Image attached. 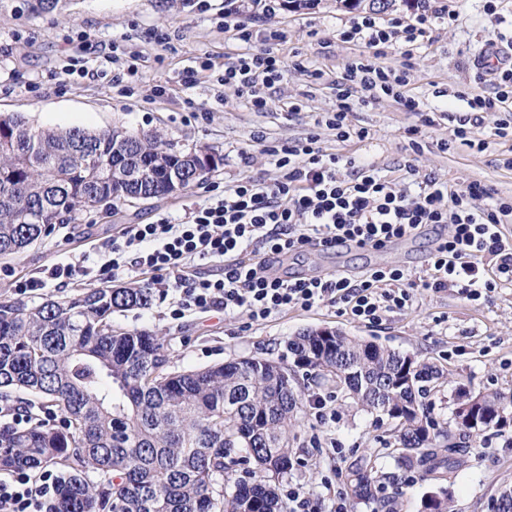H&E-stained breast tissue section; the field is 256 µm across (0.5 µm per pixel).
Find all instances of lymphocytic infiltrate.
<instances>
[{"label":"lymphocytic infiltrate","instance_id":"1","mask_svg":"<svg viewBox=\"0 0 512 512\" xmlns=\"http://www.w3.org/2000/svg\"><path fill=\"white\" fill-rule=\"evenodd\" d=\"M225 15L229 31L250 49L225 63L217 83L235 88L253 111H266L265 88L283 80L288 70L306 71L305 66L298 59H282V33H258L257 18L232 2ZM428 23L423 12L414 24L365 17L341 29L342 41L361 42L366 50L347 62L336 84V107L319 120L337 141L368 139V129L348 122L356 105L387 97L403 111L422 110V101L407 90V68L388 66L385 58L396 48L413 59ZM256 38L261 41L257 48L252 45ZM474 67L492 78L495 92L465 96L466 111L448 116L452 140L435 143L441 152L474 146L473 130L484 113L501 115L494 136L512 127V54L501 49L482 54ZM264 152L278 170L274 182L245 176L221 195L187 205L179 218L127 225L108 246L106 270L116 277L136 270L150 274L151 289L168 301L175 321L218 311L259 322L289 309L330 305L358 322L379 325L388 313L409 306L416 284L435 293L457 288L477 301L500 283L512 282V234L504 230L512 220V199L496 196L486 183L473 180L457 191L429 174L416 189H398L357 157L327 151L316 134L268 143ZM428 226L436 230L434 246L416 281L392 266L371 267L357 276L288 277L273 269V259L281 255L328 251L339 243L380 250ZM214 264L220 265V274L206 273V266ZM59 483V475L49 469L1 476L0 512H51Z\"/></svg>","mask_w":512,"mask_h":512}]
</instances>
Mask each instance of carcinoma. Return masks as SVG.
I'll use <instances>...</instances> for the list:
<instances>
[{"instance_id":"obj_1","label":"carcinoma","mask_w":512,"mask_h":512,"mask_svg":"<svg viewBox=\"0 0 512 512\" xmlns=\"http://www.w3.org/2000/svg\"><path fill=\"white\" fill-rule=\"evenodd\" d=\"M33 15L63 12L67 0H25ZM101 165H86L78 153ZM196 156H191V153ZM177 150L156 134L122 128L37 129L21 114L0 116V256L20 255L58 224H72L98 197L110 210L136 195L184 192L223 161L199 147ZM148 288H90L68 300L28 306L0 301V388L45 401L62 427L0 426V471L54 466V512H287L273 484L292 467L290 426L301 411L284 359L249 358L168 372L163 344L148 331L114 332L112 313L146 309ZM296 367L336 383L355 404L398 419L396 448L363 454L348 467L347 495L372 512H396L379 472L389 460L435 480L425 512H450L438 482L466 446L445 442L472 433L450 429L425 402L436 367L343 333L323 339L306 329L286 342ZM486 410L512 418V393L483 395ZM260 475L234 479L239 460ZM111 476L94 485L88 471Z\"/></svg>"}]
</instances>
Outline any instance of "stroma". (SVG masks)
Returning <instances> with one entry per match:
<instances>
[{"label":"stroma","mask_w":512,"mask_h":512,"mask_svg":"<svg viewBox=\"0 0 512 512\" xmlns=\"http://www.w3.org/2000/svg\"><path fill=\"white\" fill-rule=\"evenodd\" d=\"M225 0H207L206 9L190 0H72L66 15L34 16L16 11L13 0L0 8V114L19 113L36 127H81L100 131L112 127L154 132L177 147L206 146L223 162L201 184L186 193L144 203L123 204L110 211L80 213L76 223L57 225L54 232L17 256L0 257V301L15 300L14 283L39 275L59 262L88 258L100 267L108 258L106 245L125 224H148L158 217H180L186 204L221 193L225 185L244 176L274 180L278 171L264 152L265 142L295 140L319 133L332 151L352 154L381 168L397 185L411 183L406 161L419 174H432L460 189L480 180L498 196L512 198V169L499 159L512 149V139L490 131L498 113L485 114L476 138L487 140L485 150L459 147L443 153L440 139H451L453 125L443 111L465 110L456 95H489L494 84L473 66L488 40L512 36V0H496L497 11L486 15L481 0H428L430 22L412 61L408 91L423 103L419 112H404L391 99L356 107L351 125L370 129V139L341 143L332 132L317 127L322 113L335 105V84L345 63L361 52L360 44L343 42L338 33L345 23L362 18V11L340 7L336 0H317L310 9L295 8L291 0L270 16H263L260 0H239L246 13L262 17V27L285 33L280 46L284 58L300 55L305 71H289L267 89L269 109L251 111L233 89H219L202 78L193 89L178 83L185 67L212 62L222 67L243 47L224 30ZM454 14L447 24L446 14ZM168 29L172 49L157 48L152 29ZM139 52L137 73L129 78L131 96H122L112 83V47ZM94 70L96 80L81 81L63 74L70 59ZM324 73L311 83L307 70ZM165 85L171 94L156 97ZM422 131L421 153L409 147L407 131ZM431 231L380 251L357 248L337 252L315 249L289 257L292 273L358 272L378 265L396 266L418 276L432 248ZM408 308L390 313L386 322L371 326L353 320L339 308L310 311L291 309L242 330V318L201 313L174 322L168 305L153 300L146 309L117 311L112 325L147 330L163 343L174 370L203 368L241 357L277 359L288 337L310 328L327 327L433 363L444 372L430 394L434 413L449 418L458 388L472 393L512 391V284L498 288L486 300L471 301L451 288L437 294L411 291ZM294 385L305 402L293 430L294 468L279 482L280 490L301 487L319 500L321 512H331L337 495L346 491L349 463L365 452L394 447L396 422L369 413L346 399L334 383L296 374ZM330 398L335 421L322 424L308 401ZM512 488V433H484L474 438L464 463L452 473L451 512H491L501 489Z\"/></svg>","instance_id":"stroma-1"}]
</instances>
